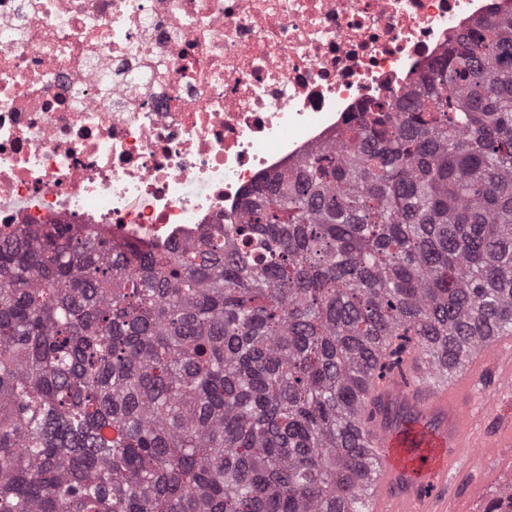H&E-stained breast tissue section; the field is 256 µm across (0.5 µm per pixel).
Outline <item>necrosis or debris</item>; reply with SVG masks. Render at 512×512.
<instances>
[{"label":"necrosis or debris","instance_id":"obj_1","mask_svg":"<svg viewBox=\"0 0 512 512\" xmlns=\"http://www.w3.org/2000/svg\"><path fill=\"white\" fill-rule=\"evenodd\" d=\"M504 13L512 0H0V227L199 242Z\"/></svg>","mask_w":512,"mask_h":512}]
</instances>
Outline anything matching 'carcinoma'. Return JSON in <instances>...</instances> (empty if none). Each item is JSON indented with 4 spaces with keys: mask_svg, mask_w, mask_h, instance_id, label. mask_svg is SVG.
<instances>
[{
    "mask_svg": "<svg viewBox=\"0 0 512 512\" xmlns=\"http://www.w3.org/2000/svg\"><path fill=\"white\" fill-rule=\"evenodd\" d=\"M377 108L194 245L0 232V512H369L372 377L512 333V15Z\"/></svg>",
    "mask_w": 512,
    "mask_h": 512,
    "instance_id": "carcinoma-1",
    "label": "carcinoma"
}]
</instances>
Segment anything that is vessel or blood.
<instances>
[{"label":"vessel or blood","mask_w":512,"mask_h":512,"mask_svg":"<svg viewBox=\"0 0 512 512\" xmlns=\"http://www.w3.org/2000/svg\"><path fill=\"white\" fill-rule=\"evenodd\" d=\"M406 371V377L375 382L374 403L359 422L360 440L377 460L370 510L445 512L448 479L461 460L512 446V335L485 337L448 379L422 382L411 358ZM490 374L497 383L488 405L499 409L500 419L487 438L481 434L483 408L474 398Z\"/></svg>","instance_id":"obj_1"}]
</instances>
